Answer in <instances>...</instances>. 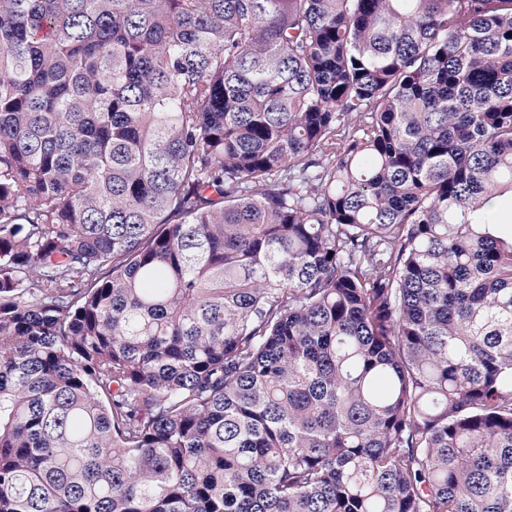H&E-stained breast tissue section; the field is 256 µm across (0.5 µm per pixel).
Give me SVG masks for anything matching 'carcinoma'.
I'll list each match as a JSON object with an SVG mask.
<instances>
[{"instance_id": "obj_1", "label": "carcinoma", "mask_w": 512, "mask_h": 512, "mask_svg": "<svg viewBox=\"0 0 512 512\" xmlns=\"http://www.w3.org/2000/svg\"><path fill=\"white\" fill-rule=\"evenodd\" d=\"M0 512H512V0H0Z\"/></svg>"}]
</instances>
